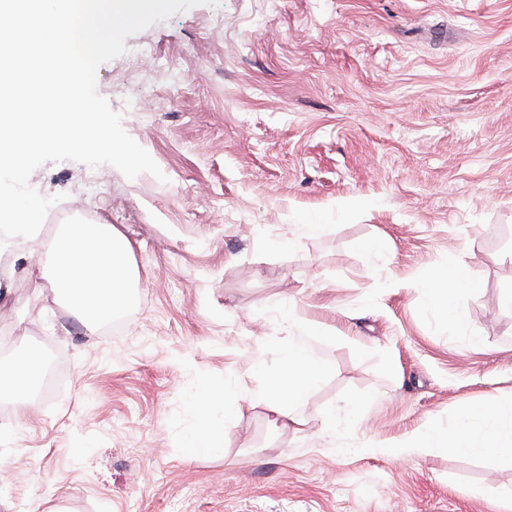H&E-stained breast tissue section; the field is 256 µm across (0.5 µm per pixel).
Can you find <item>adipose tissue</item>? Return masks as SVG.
Instances as JSON below:
<instances>
[{
    "mask_svg": "<svg viewBox=\"0 0 512 512\" xmlns=\"http://www.w3.org/2000/svg\"><path fill=\"white\" fill-rule=\"evenodd\" d=\"M48 262L45 277L58 301L63 302L90 330L111 321L130 303L133 270L129 263L131 245L109 224H70L46 245ZM445 287L425 285V307L448 328L459 333L465 315L456 299L457 291L467 288L463 265L449 260L443 274ZM316 330L289 339L279 351L281 372L270 379L265 397L280 426L298 424L297 409L329 371L330 365L315 350ZM33 385L32 371L26 362L0 359V398L24 403ZM233 386L203 390L194 400V424L186 439L192 452L212 454L223 446L226 426L233 419L227 403ZM422 451L439 448L460 455L496 463L512 451V403L461 410L445 431L428 429L420 433Z\"/></svg>",
    "mask_w": 512,
    "mask_h": 512,
    "instance_id": "1",
    "label": "adipose tissue"
}]
</instances>
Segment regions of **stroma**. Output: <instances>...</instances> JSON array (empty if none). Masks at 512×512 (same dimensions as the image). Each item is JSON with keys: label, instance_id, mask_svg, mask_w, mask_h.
<instances>
[{"label": "stroma", "instance_id": "stroma-1", "mask_svg": "<svg viewBox=\"0 0 512 512\" xmlns=\"http://www.w3.org/2000/svg\"><path fill=\"white\" fill-rule=\"evenodd\" d=\"M126 45L96 90L164 180L62 161L29 183L64 195V223L125 234L133 299L85 331L45 252L5 250L0 357L54 350L64 386L0 420V512H500L512 459L415 437L512 402V0H204ZM452 258L457 336L424 307ZM285 303L332 370L277 429ZM227 382L222 455H190L192 395Z\"/></svg>", "mask_w": 512, "mask_h": 512}]
</instances>
